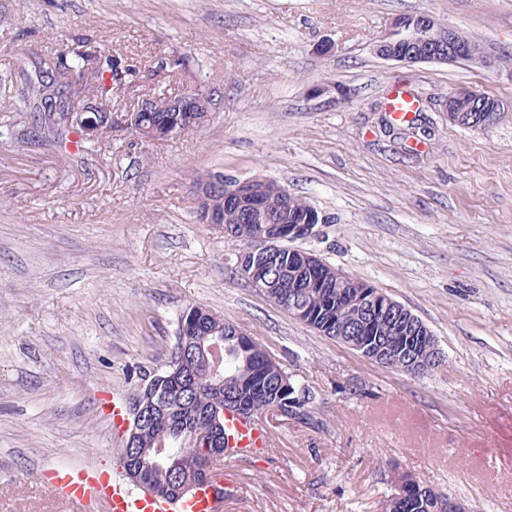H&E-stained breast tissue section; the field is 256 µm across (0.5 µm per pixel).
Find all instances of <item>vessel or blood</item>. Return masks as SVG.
Listing matches in <instances>:
<instances>
[{
  "label": "vessel or blood",
  "mask_w": 512,
  "mask_h": 512,
  "mask_svg": "<svg viewBox=\"0 0 512 512\" xmlns=\"http://www.w3.org/2000/svg\"><path fill=\"white\" fill-rule=\"evenodd\" d=\"M224 426L226 458H243L268 445L266 430L257 419L228 412L224 415ZM52 489L68 512H85L94 495L102 499L105 512H223L222 501L215 499L205 487L172 504L161 498L134 496L121 480L105 481L96 477L90 468H76L64 473L53 483Z\"/></svg>",
  "instance_id": "b4317fda"
}]
</instances>
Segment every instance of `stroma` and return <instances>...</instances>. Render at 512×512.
Listing matches in <instances>:
<instances>
[{
  "label": "stroma",
  "instance_id": "stroma-1",
  "mask_svg": "<svg viewBox=\"0 0 512 512\" xmlns=\"http://www.w3.org/2000/svg\"><path fill=\"white\" fill-rule=\"evenodd\" d=\"M419 12L483 61L377 56L390 21ZM79 54L117 59L114 112L197 87L209 124L158 142L118 128L83 152L20 139L25 73ZM460 87L512 104V0H0V512H65L45 487L63 468L122 475L99 406L133 397L192 305L315 394L314 423L264 413L271 447L219 462L224 512H384L402 472L512 512V118L450 124ZM399 89L428 139L386 132ZM203 173L306 199L325 222L296 248L409 309L444 363L372 364L259 294L194 209Z\"/></svg>",
  "mask_w": 512,
  "mask_h": 512
}]
</instances>
